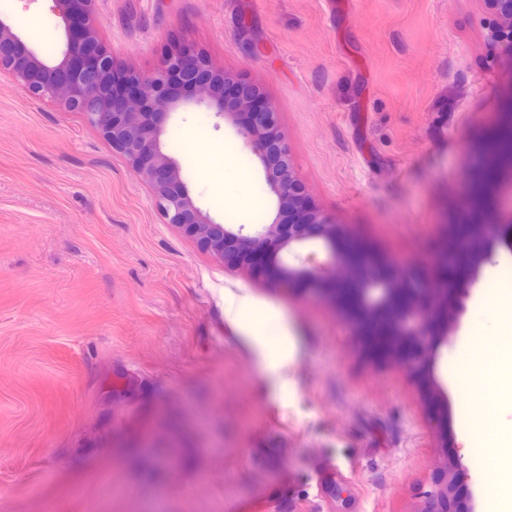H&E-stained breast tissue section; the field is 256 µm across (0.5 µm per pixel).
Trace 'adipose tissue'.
Here are the masks:
<instances>
[{
    "label": "adipose tissue",
    "mask_w": 512,
    "mask_h": 512,
    "mask_svg": "<svg viewBox=\"0 0 512 512\" xmlns=\"http://www.w3.org/2000/svg\"><path fill=\"white\" fill-rule=\"evenodd\" d=\"M512 291V259H502L475 283V293L468 310L466 327L484 335L488 323L494 321L505 293ZM451 374L460 381L459 396L465 405L458 411L462 424L471 425L475 414H489L507 407L502 389L512 376V349L499 339L488 340L480 354H472L468 347H460L448 358ZM470 465L480 472L493 471L506 460H512V426L495 425L490 438L472 442Z\"/></svg>",
    "instance_id": "adipose-tissue-1"
}]
</instances>
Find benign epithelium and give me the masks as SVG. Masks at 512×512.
<instances>
[{
	"instance_id": "obj_1",
	"label": "benign epithelium",
	"mask_w": 512,
	"mask_h": 512,
	"mask_svg": "<svg viewBox=\"0 0 512 512\" xmlns=\"http://www.w3.org/2000/svg\"><path fill=\"white\" fill-rule=\"evenodd\" d=\"M66 44L62 58L47 64L29 50L23 61L4 49L22 42L0 18V72L8 71L34 98L56 101L86 122L112 144L138 172L165 223L175 226L230 271L251 268L254 254L274 280L313 283L333 276L320 266L290 265L284 255L313 237L324 243L331 264L344 257L336 225L312 202L294 170L288 140L275 104L253 85L211 69L208 60L183 48L168 51L149 72H128V91L114 101L109 79L114 64L96 33L95 0H53ZM512 29V0H486ZM204 106L230 125L259 159L266 186L277 210L269 224H217L202 214L182 179L177 161L164 152V115L185 106ZM316 229L317 235L308 233ZM451 484L469 493V512H478L480 481L456 458ZM420 512H448V484L437 485L425 497Z\"/></svg>"
}]
</instances>
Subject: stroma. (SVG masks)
Segmentation results:
<instances>
[{
    "label": "stroma",
    "instance_id": "obj_1",
    "mask_svg": "<svg viewBox=\"0 0 512 512\" xmlns=\"http://www.w3.org/2000/svg\"><path fill=\"white\" fill-rule=\"evenodd\" d=\"M95 0L120 71L173 47L272 100L297 174L340 234L411 293L470 275L458 225H498L483 267L512 256V44L485 0ZM52 0H0L56 61ZM170 149L195 204L251 225L276 201L234 129L192 107ZM489 166L478 182L474 171ZM471 295L433 309L425 366L375 352V317L320 286L225 270L166 224L139 174L82 114L0 72V512H418L470 437L448 356ZM242 313L231 320L228 309ZM280 390L262 354L281 338ZM167 447L153 459L142 440ZM330 463L344 483L319 491Z\"/></svg>",
    "mask_w": 512,
    "mask_h": 512
}]
</instances>
